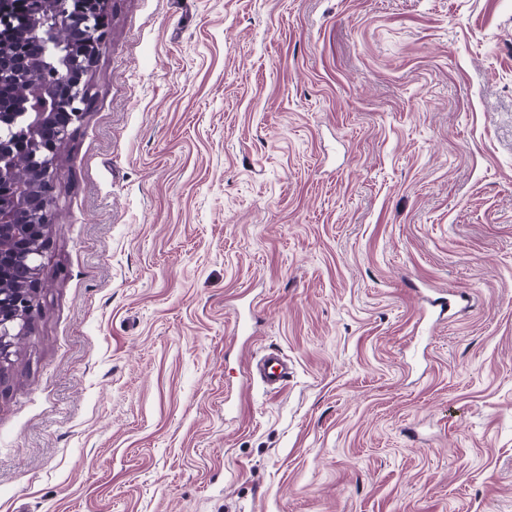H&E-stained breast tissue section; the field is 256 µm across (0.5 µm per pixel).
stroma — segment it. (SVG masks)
<instances>
[{
  "label": "stroma",
  "mask_w": 512,
  "mask_h": 512,
  "mask_svg": "<svg viewBox=\"0 0 512 512\" xmlns=\"http://www.w3.org/2000/svg\"><path fill=\"white\" fill-rule=\"evenodd\" d=\"M107 12L0 512H512V0ZM457 297L455 300H451L446 296H439L436 298L427 299V306H425L419 314L418 323L433 319L435 316L440 319L444 318L448 312L459 307L455 312L456 314L467 308L468 296L465 295H452ZM466 302V304H464ZM291 375V367L288 359L279 351H269L255 364L248 383L257 381L267 391H279L288 382Z\"/></svg>",
  "instance_id": "1"
}]
</instances>
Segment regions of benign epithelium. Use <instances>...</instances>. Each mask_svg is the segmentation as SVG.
<instances>
[{"mask_svg": "<svg viewBox=\"0 0 512 512\" xmlns=\"http://www.w3.org/2000/svg\"><path fill=\"white\" fill-rule=\"evenodd\" d=\"M45 4L18 31L9 0H0V80L17 88L14 99L0 100V371L37 311L42 251L33 242L48 244L56 224L57 154L84 117L88 74L108 27L106 0ZM34 79L44 91L29 97L23 88ZM19 158L28 168L23 180Z\"/></svg>", "mask_w": 512, "mask_h": 512, "instance_id": "obj_1", "label": "benign epithelium"}]
</instances>
